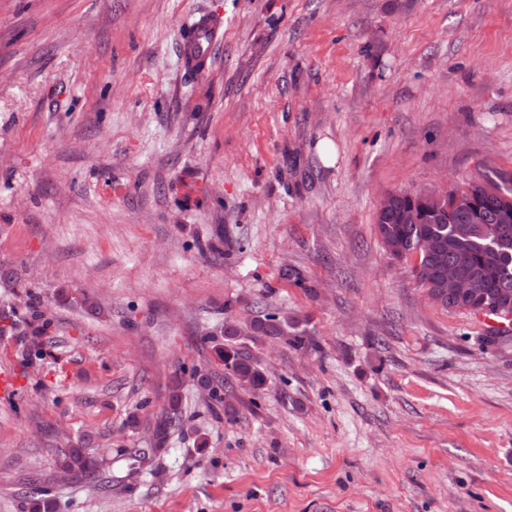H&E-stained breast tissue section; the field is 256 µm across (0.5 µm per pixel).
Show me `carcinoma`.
<instances>
[{
	"mask_svg": "<svg viewBox=\"0 0 512 512\" xmlns=\"http://www.w3.org/2000/svg\"><path fill=\"white\" fill-rule=\"evenodd\" d=\"M488 184L496 192L489 191ZM457 193L473 201L471 211L457 210L451 196L448 208L438 210L421 192L392 193L389 210L376 212L378 234L385 248L396 246L393 258L414 261V280L431 295L434 304L446 310L497 317L498 307L506 301L512 304V176L493 177L484 172L465 181ZM459 224H470L473 231L459 238L456 235ZM448 261L480 280L482 293L478 297L448 299V289L442 287L443 281L438 276L439 267ZM24 295L22 310L13 306L7 310L0 308V339L15 344L19 364L28 369L45 360L54 321L46 314L40 295L29 289L24 290ZM221 333L222 342L214 333L203 336V340L213 344L224 368L231 371L238 384L253 391L264 388L266 377L258 361L238 343L240 336L246 333L275 337L296 349L309 345L304 331L299 329V321L279 320L269 315L226 322ZM192 374L199 388L207 391L211 405L224 406L227 415L236 414L234 407L224 404V382L201 369L192 370ZM180 389V380H174L167 408L157 418L155 434L159 446L184 426L188 406ZM56 465L73 485L104 493L112 490L98 462L79 442L58 449ZM18 496L22 499V512H52L53 501L46 493L38 499L26 496L24 491Z\"/></svg>",
	"mask_w": 512,
	"mask_h": 512,
	"instance_id": "1",
	"label": "carcinoma"
}]
</instances>
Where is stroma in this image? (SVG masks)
<instances>
[{"label": "stroma", "instance_id": "stroma-1", "mask_svg": "<svg viewBox=\"0 0 512 512\" xmlns=\"http://www.w3.org/2000/svg\"><path fill=\"white\" fill-rule=\"evenodd\" d=\"M200 12L224 37L196 75ZM480 171L512 174V0H0V270L55 321L0 398V512L65 435L112 491L54 482L56 512H512V339L375 227L384 194ZM267 312L310 345L241 337L251 393L201 337ZM195 365L236 417L184 378L183 433L138 469ZM188 26L191 31L182 43L183 63L188 68L203 60L205 68L214 45L224 36L223 22L219 16L201 14ZM194 53L199 55L197 59L191 57Z\"/></svg>", "mask_w": 512, "mask_h": 512}]
</instances>
